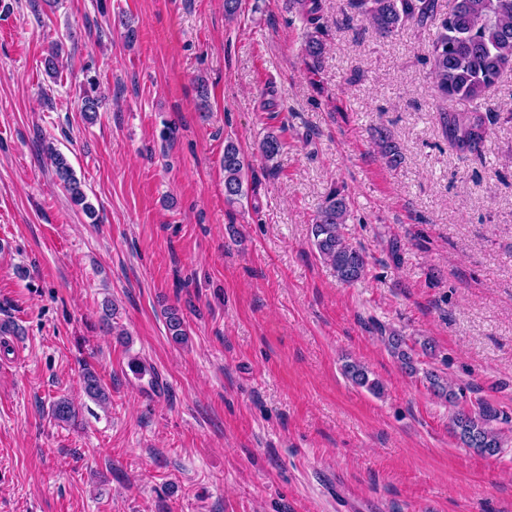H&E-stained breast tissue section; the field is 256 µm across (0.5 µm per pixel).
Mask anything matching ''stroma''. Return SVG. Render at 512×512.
Wrapping results in <instances>:
<instances>
[{"label": "stroma", "mask_w": 512, "mask_h": 512, "mask_svg": "<svg viewBox=\"0 0 512 512\" xmlns=\"http://www.w3.org/2000/svg\"><path fill=\"white\" fill-rule=\"evenodd\" d=\"M322 5L313 72L287 0H241L230 22L224 0H0V323L15 327L0 335V512H512V424L498 456L461 447L423 376L512 414V71L481 154L460 153L439 115L464 106L427 61L435 24L384 38L349 0ZM90 77L105 96L92 121ZM269 131L273 169L257 150ZM229 140L255 175L234 205ZM332 187L368 262L350 286L312 244ZM354 360L381 394L345 376ZM86 366L107 406L84 396ZM64 395L77 424L51 415ZM374 140L386 164L392 169L398 168L402 163V153L390 134L385 129L378 128L375 130ZM46 153L54 168L56 178L63 184V187L70 194L71 201L75 205H81L85 212L94 213L91 204L87 203V195L81 188L80 181L74 175V172L67 160L51 146L46 148ZM386 340L392 355L401 362L403 367L410 374H416L417 368L414 365L411 353L406 349L407 344L404 337L400 334L392 332L389 336H387Z\"/></svg>", "instance_id": "obj_1"}]
</instances>
